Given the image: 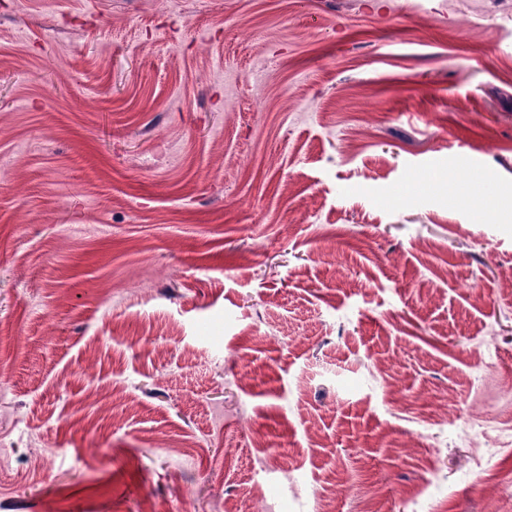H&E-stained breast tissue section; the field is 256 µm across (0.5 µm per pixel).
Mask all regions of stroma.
<instances>
[{"mask_svg":"<svg viewBox=\"0 0 512 512\" xmlns=\"http://www.w3.org/2000/svg\"><path fill=\"white\" fill-rule=\"evenodd\" d=\"M510 440L512 0H0V512H512Z\"/></svg>","mask_w":512,"mask_h":512,"instance_id":"obj_1","label":"stroma"}]
</instances>
